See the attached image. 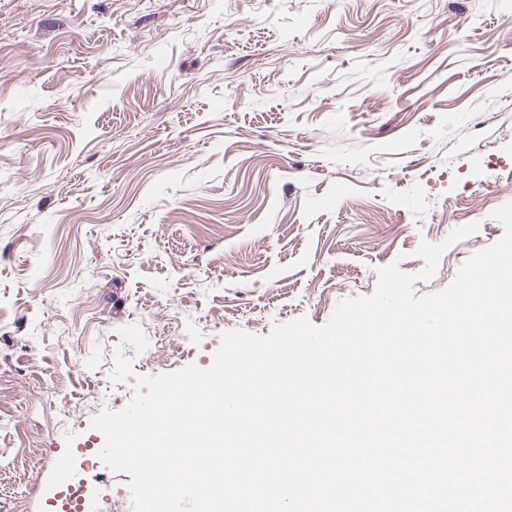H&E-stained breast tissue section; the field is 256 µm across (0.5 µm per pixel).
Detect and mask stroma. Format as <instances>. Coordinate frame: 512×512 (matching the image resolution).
I'll list each match as a JSON object with an SVG mask.
<instances>
[{"mask_svg": "<svg viewBox=\"0 0 512 512\" xmlns=\"http://www.w3.org/2000/svg\"><path fill=\"white\" fill-rule=\"evenodd\" d=\"M510 201L512 0H0V512H56L139 378L478 222L441 292Z\"/></svg>", "mask_w": 512, "mask_h": 512, "instance_id": "1", "label": "stroma"}]
</instances>
